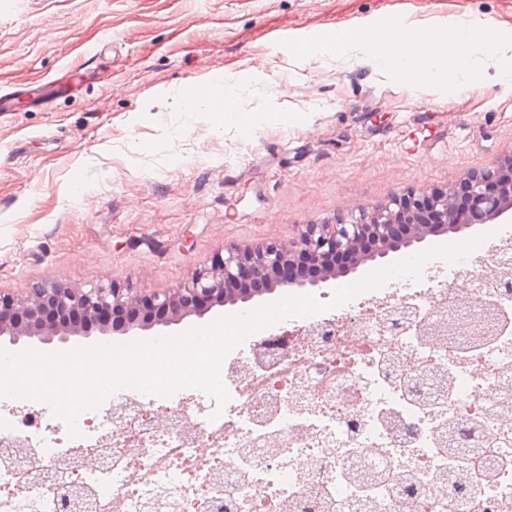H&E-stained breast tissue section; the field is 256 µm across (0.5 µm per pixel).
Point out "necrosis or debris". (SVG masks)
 <instances>
[{
  "mask_svg": "<svg viewBox=\"0 0 512 512\" xmlns=\"http://www.w3.org/2000/svg\"><path fill=\"white\" fill-rule=\"evenodd\" d=\"M224 359L225 405L125 388L0 408V512H512V241L424 266ZM455 431L449 454L443 435Z\"/></svg>",
  "mask_w": 512,
  "mask_h": 512,
  "instance_id": "obj_1",
  "label": "necrosis or debris"
}]
</instances>
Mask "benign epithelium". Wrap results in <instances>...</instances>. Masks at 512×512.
<instances>
[{
	"mask_svg": "<svg viewBox=\"0 0 512 512\" xmlns=\"http://www.w3.org/2000/svg\"><path fill=\"white\" fill-rule=\"evenodd\" d=\"M469 207H459L446 191L401 194L378 209L362 210L334 224H306L296 241L250 247L226 246L214 265L199 268L164 293L138 295L116 284L73 287L66 283L36 285L24 297L0 293V338L17 344L27 338L50 343L81 340L99 333L127 335L183 319L203 318L216 307L248 303L255 296L303 288H320L338 277L429 237L462 234L477 224L508 219L512 211V152L464 184ZM322 267L315 277L290 278L288 267L299 257ZM245 275L266 282L261 291H239Z\"/></svg>",
	"mask_w": 512,
	"mask_h": 512,
	"instance_id": "7a95c632",
	"label": "benign epithelium"
}]
</instances>
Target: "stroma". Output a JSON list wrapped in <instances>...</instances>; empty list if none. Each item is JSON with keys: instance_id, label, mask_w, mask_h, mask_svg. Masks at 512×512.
I'll list each match as a JSON object with an SVG mask.
<instances>
[{"instance_id": "stroma-1", "label": "stroma", "mask_w": 512, "mask_h": 512, "mask_svg": "<svg viewBox=\"0 0 512 512\" xmlns=\"http://www.w3.org/2000/svg\"><path fill=\"white\" fill-rule=\"evenodd\" d=\"M388 18L484 22L501 51L455 87L289 48ZM508 68L512 0H0V292L161 293L226 246L459 186L512 152ZM216 75L249 127L174 100Z\"/></svg>"}]
</instances>
